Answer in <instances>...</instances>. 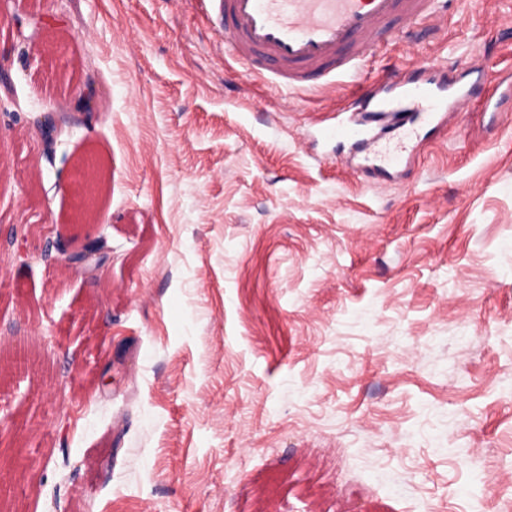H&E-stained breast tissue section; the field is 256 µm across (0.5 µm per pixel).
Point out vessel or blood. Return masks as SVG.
I'll return each mask as SVG.
<instances>
[{
    "mask_svg": "<svg viewBox=\"0 0 512 512\" xmlns=\"http://www.w3.org/2000/svg\"><path fill=\"white\" fill-rule=\"evenodd\" d=\"M226 42L243 65L264 64L274 83L302 91L336 81L357 83L383 43L410 37L422 21L444 11L443 0H219ZM472 92L453 102L416 86L391 102L395 120L413 113L444 121L470 111Z\"/></svg>",
    "mask_w": 512,
    "mask_h": 512,
    "instance_id": "b4317fda",
    "label": "vessel or blood"
}]
</instances>
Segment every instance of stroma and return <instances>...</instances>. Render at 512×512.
Wrapping results in <instances>:
<instances>
[{
	"mask_svg": "<svg viewBox=\"0 0 512 512\" xmlns=\"http://www.w3.org/2000/svg\"><path fill=\"white\" fill-rule=\"evenodd\" d=\"M8 9L67 47L0 28V340L32 361L0 359L9 512H512V0H450L368 61L474 88L375 175L320 133L351 86L256 78L219 0ZM48 101L80 114L50 152ZM70 235L112 264L46 257ZM96 164L84 161L81 166L72 172L75 181L80 185L81 191L76 205L78 210H85L92 207L96 200ZM105 238L100 235L95 238L73 239L64 250L59 252L60 261L85 275L95 274L106 262H112L113 259L112 250L109 247L99 250L96 246V241L105 240Z\"/></svg>",
	"mask_w": 512,
	"mask_h": 512,
	"instance_id": "35a3bbf8",
	"label": "stroma"
}]
</instances>
